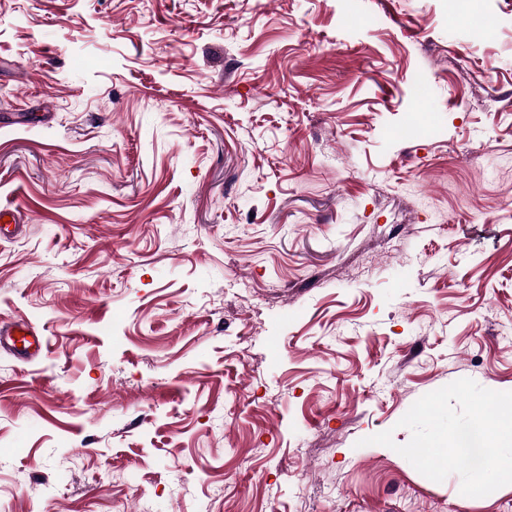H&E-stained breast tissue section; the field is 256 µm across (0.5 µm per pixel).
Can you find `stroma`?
Wrapping results in <instances>:
<instances>
[{"mask_svg": "<svg viewBox=\"0 0 512 512\" xmlns=\"http://www.w3.org/2000/svg\"><path fill=\"white\" fill-rule=\"evenodd\" d=\"M472 4L0 0V323L49 343L0 351V512H512L396 451L512 392V0ZM0 349L10 351L19 360L32 361L48 350V342L40 330L29 324L16 323L5 327L1 324Z\"/></svg>", "mask_w": 512, "mask_h": 512, "instance_id": "stroma-1", "label": "stroma"}]
</instances>
